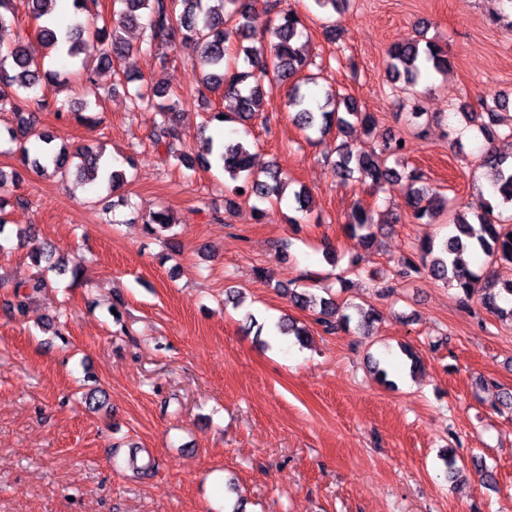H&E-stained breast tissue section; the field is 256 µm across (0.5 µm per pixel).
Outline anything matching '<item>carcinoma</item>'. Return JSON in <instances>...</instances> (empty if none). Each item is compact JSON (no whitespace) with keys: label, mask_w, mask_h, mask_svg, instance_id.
<instances>
[{"label":"carcinoma","mask_w":512,"mask_h":512,"mask_svg":"<svg viewBox=\"0 0 512 512\" xmlns=\"http://www.w3.org/2000/svg\"><path fill=\"white\" fill-rule=\"evenodd\" d=\"M31 16L45 21L34 35V41H21L13 46H0V112H11L17 118L16 127L8 130L13 142L35 136L48 148L31 155L19 146L25 165L37 174H51L61 181L75 174L81 181L95 182L116 189L126 181V171L114 163L112 156L88 147L70 152L49 147L53 136L36 131V112L54 111L62 118L65 112L42 95L47 86H63L72 74L68 69L75 59L87 50V40L96 43L100 62L111 67L130 54L148 50L157 40L177 41L193 50L192 64L201 75V88L185 93L209 101L207 94H232L237 100L235 118L248 121L256 118L264 98V82L288 87V107L295 112L294 120L304 131L325 134L336 130L345 135L354 126L369 130L376 118L363 112L349 97L327 95L325 102L311 103L301 91L304 83L314 80L308 73L310 59L305 53L306 27L300 15L292 8H279L280 0H265V9L275 13V24L260 37L250 28V19L258 0H112V19H82L80 11L86 0H73V17L61 22L47 18L46 5L51 0H26ZM14 0H0V29L15 22ZM138 27L141 44L127 41L122 31L126 25ZM448 50L430 39H416L394 44L387 50L386 74L393 83L408 94L416 92L420 81L448 73ZM139 78L127 72L118 76L116 83L126 89V97L136 111L152 115V142L164 150L167 157L185 159L177 148L178 129L172 119L179 105L169 88H153L147 92L142 86L131 87ZM483 112H462L468 121L487 117L480 124V132L491 142L497 135L498 111L508 107L509 99L490 94L480 99ZM400 139L387 138L371 150H353L348 144L338 146L334 163L336 176L347 179L358 175L374 187L389 181L406 184V204L413 223L429 224L444 200L428 186L424 174L417 169L399 170L387 165L388 159L399 162L404 154ZM206 154L198 157L207 168H221L235 182L233 195L254 196L260 201L282 197L278 172L269 171L261 179L252 169V153L246 144L228 138H205ZM479 168L491 189V195L479 194L478 204L469 216L456 215L448 219L452 234L439 242L431 237L421 240L417 253L404 260L405 274H417L420 267L428 269L434 279L460 290L471 297L475 290L483 292L482 302L491 313L512 320V280L495 276H478L463 262L461 254L479 250L492 264L512 268V215L503 211L512 207V161L499 153H486ZM174 226L166 211L150 214L147 229L155 234ZM369 213L356 207L344 224L346 232L373 237ZM40 268L45 266L64 272L56 258L55 248L33 258ZM47 287L43 273L28 282H19L4 299V308L24 313L32 295ZM321 310L316 322L326 333L349 330L350 318H336V304L331 299L320 300Z\"/></svg>","instance_id":"cac0c4a2"}]
</instances>
